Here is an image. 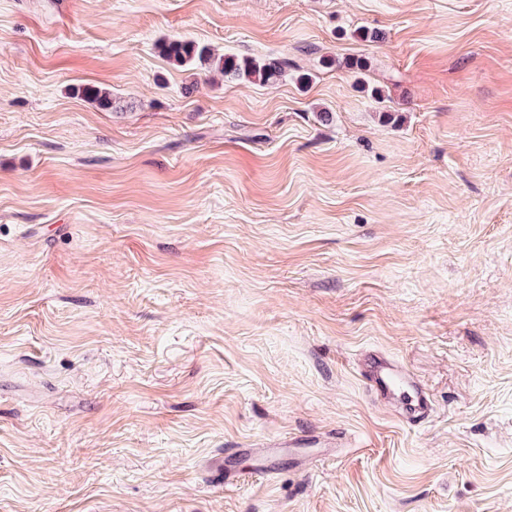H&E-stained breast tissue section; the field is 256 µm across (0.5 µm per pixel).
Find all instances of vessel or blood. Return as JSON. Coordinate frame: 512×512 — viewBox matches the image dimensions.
<instances>
[{
    "label": "vessel or blood",
    "instance_id": "vessel-or-blood-1",
    "mask_svg": "<svg viewBox=\"0 0 512 512\" xmlns=\"http://www.w3.org/2000/svg\"><path fill=\"white\" fill-rule=\"evenodd\" d=\"M361 376L374 400L401 403L406 419L423 418L431 401L419 380L388 356L373 351L365 355Z\"/></svg>",
    "mask_w": 512,
    "mask_h": 512
}]
</instances>
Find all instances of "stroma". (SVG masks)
I'll use <instances>...</instances> for the list:
<instances>
[{
	"mask_svg": "<svg viewBox=\"0 0 512 512\" xmlns=\"http://www.w3.org/2000/svg\"><path fill=\"white\" fill-rule=\"evenodd\" d=\"M0 512H512V0H0ZM159 53L176 67L215 68L226 79L275 83L282 77L285 61L236 55H216L206 45L185 38H165L157 43ZM361 376L374 400L403 406L409 421L423 418L431 401L419 380L400 364L377 351L365 355Z\"/></svg>",
	"mask_w": 512,
	"mask_h": 512,
	"instance_id": "1",
	"label": "stroma"
}]
</instances>
